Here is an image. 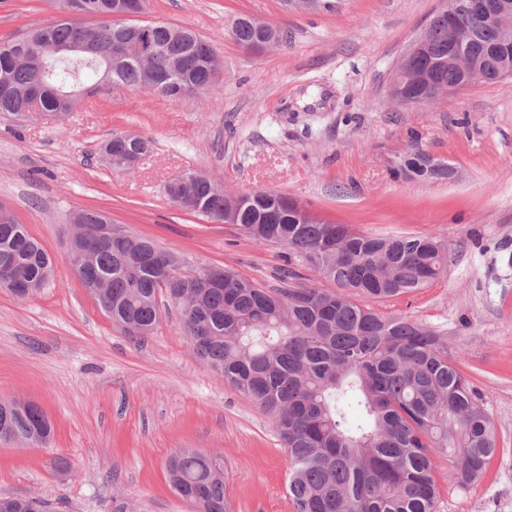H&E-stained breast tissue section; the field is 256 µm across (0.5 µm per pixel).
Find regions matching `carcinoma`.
<instances>
[{
  "instance_id": "cac0c4a2",
  "label": "carcinoma",
  "mask_w": 512,
  "mask_h": 512,
  "mask_svg": "<svg viewBox=\"0 0 512 512\" xmlns=\"http://www.w3.org/2000/svg\"><path fill=\"white\" fill-rule=\"evenodd\" d=\"M63 10L65 17L0 44V113L58 114L60 95L99 79L112 63V43L143 27L77 19L108 14L112 0H63ZM458 24L472 30L463 48L469 58L484 56L496 41L493 26L467 15ZM150 35L161 49L155 66L162 74L169 61L193 54L199 38L167 23L151 24ZM231 36L249 49L258 31L242 22ZM84 39L95 43L98 60L55 52ZM449 41L448 17L435 18L423 58L448 60ZM110 79L114 88L146 90V73L135 61L119 63ZM173 80L166 97L181 96L183 84L214 86L208 66ZM188 190L201 215L224 220V196L199 181ZM79 216L87 226L79 250L109 281L112 320L146 337L159 320L160 298L177 307L179 327L199 359L273 423L288 452V493L297 512H437V459L454 458L448 479L468 484L495 454L493 424L441 333L374 307L447 274V242L357 233L300 215L283 194L253 191L237 225L256 242L291 250L314 278L296 284L299 274L290 269L283 286L267 288L226 269L223 287L207 288L201 281L208 266H192L122 228L105 241L94 233L105 215ZM46 257L26 225L0 212V265L39 280ZM323 279L336 289L321 287ZM51 434L44 412L0 401V441L27 445ZM167 473L195 512H232L219 452L184 450L168 460ZM0 512H49V503L34 495L0 497Z\"/></svg>"
}]
</instances>
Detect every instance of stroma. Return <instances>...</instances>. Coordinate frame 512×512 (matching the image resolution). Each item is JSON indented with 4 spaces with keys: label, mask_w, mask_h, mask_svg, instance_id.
<instances>
[{
    "label": "stroma",
    "mask_w": 512,
    "mask_h": 512,
    "mask_svg": "<svg viewBox=\"0 0 512 512\" xmlns=\"http://www.w3.org/2000/svg\"><path fill=\"white\" fill-rule=\"evenodd\" d=\"M440 0H343L291 10L284 0H148L144 18L195 30L221 62L214 87L180 98L101 87L60 117L0 113V205L53 257L42 292L0 289V400L38 403L48 445L0 441V495L37 494L51 512H192L171 488L182 448L224 456L233 512H295L288 454L272 422L211 371L173 307L150 336L126 334L71 273L70 216L113 223L191 262L273 286L287 249L177 208L167 182L198 172L226 193L271 190L369 235L447 241V276L379 303L383 315L438 330L481 396L497 451L472 484L435 468L438 512H512V78L408 107L389 87ZM63 15L61 0H0V41ZM246 15L282 29L254 52L229 34ZM150 138L133 170L110 166L113 134ZM427 151L452 181L396 177L391 162Z\"/></svg>",
    "instance_id": "1"
}]
</instances>
